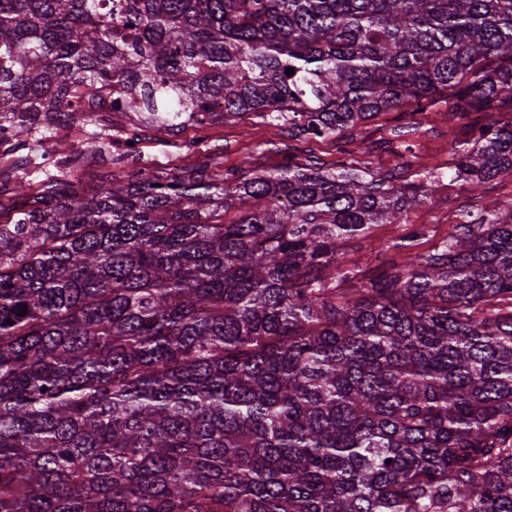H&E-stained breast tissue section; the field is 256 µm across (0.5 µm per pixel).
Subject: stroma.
I'll return each mask as SVG.
<instances>
[{
  "label": "stroma",
  "instance_id": "obj_1",
  "mask_svg": "<svg viewBox=\"0 0 512 512\" xmlns=\"http://www.w3.org/2000/svg\"><path fill=\"white\" fill-rule=\"evenodd\" d=\"M432 114L421 117L418 129L405 128L392 113H380L364 125L344 130L338 137L306 139L289 134L284 123L258 117L220 119L199 126L187 122L177 128L136 124L121 112L101 113L113 141L129 133L140 137L139 151L122 165L125 178L136 179L140 170L158 175L194 173L202 164H219L230 173L239 169L276 172L287 163L337 171L345 167L394 174L407 182H426L431 200L410 210L398 224H378L368 234L347 244L350 257L361 259L366 270L401 263L406 252L401 243L412 228H423L412 250L427 255L440 249L452 217L479 213L484 202L512 204V176L503 174L483 182L477 195H470L456 181L452 167V144L469 139L470 119L449 120L448 102L440 98ZM413 149L431 171L422 178L418 166L407 165L404 153Z\"/></svg>",
  "mask_w": 512,
  "mask_h": 512
}]
</instances>
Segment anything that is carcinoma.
I'll list each match as a JSON object with an SVG mask.
<instances>
[{
  "instance_id": "1",
  "label": "carcinoma",
  "mask_w": 512,
  "mask_h": 512,
  "mask_svg": "<svg viewBox=\"0 0 512 512\" xmlns=\"http://www.w3.org/2000/svg\"><path fill=\"white\" fill-rule=\"evenodd\" d=\"M436 97L512 109V0H0V512H512V204L369 274L423 184L63 173L99 112L325 139ZM451 151L512 175V115Z\"/></svg>"
}]
</instances>
